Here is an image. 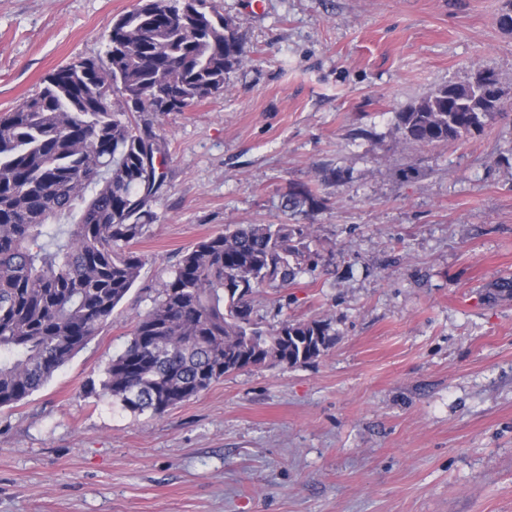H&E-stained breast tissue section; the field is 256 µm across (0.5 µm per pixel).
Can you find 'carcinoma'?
<instances>
[{
	"mask_svg": "<svg viewBox=\"0 0 512 512\" xmlns=\"http://www.w3.org/2000/svg\"><path fill=\"white\" fill-rule=\"evenodd\" d=\"M245 52L208 0H141L118 17L104 54L70 62L0 116V408L47 383L95 335L137 281L147 202L163 185L160 138L135 112H182L224 91ZM505 109L497 75L440 86L396 113L406 142L479 134ZM318 189L282 197L289 221L227 224L186 251L161 298L112 359L100 395L160 415L226 374L293 368L333 344L328 323L263 328L251 296L318 263ZM66 216L70 224H54Z\"/></svg>",
	"mask_w": 512,
	"mask_h": 512,
	"instance_id": "1",
	"label": "carcinoma"
}]
</instances>
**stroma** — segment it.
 <instances>
[{"label": "stroma", "instance_id": "obj_1", "mask_svg": "<svg viewBox=\"0 0 512 512\" xmlns=\"http://www.w3.org/2000/svg\"><path fill=\"white\" fill-rule=\"evenodd\" d=\"M138 0H0V114L103 55ZM246 61L223 92L141 113L164 185L135 285L38 391L0 408V512H512V30L506 0H212ZM494 71L505 110L454 144L396 112ZM338 182L319 183L326 169ZM318 184L322 260L253 296L263 326L329 323L332 347L224 376L161 415L91 394L181 255L278 224Z\"/></svg>", "mask_w": 512, "mask_h": 512}]
</instances>
